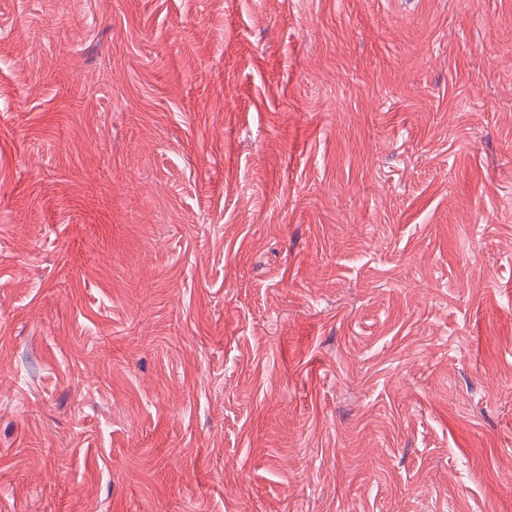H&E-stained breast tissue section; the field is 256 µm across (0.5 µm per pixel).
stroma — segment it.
I'll return each instance as SVG.
<instances>
[{
	"label": "stroma",
	"mask_w": 512,
	"mask_h": 512,
	"mask_svg": "<svg viewBox=\"0 0 512 512\" xmlns=\"http://www.w3.org/2000/svg\"><path fill=\"white\" fill-rule=\"evenodd\" d=\"M0 512H512V0H0Z\"/></svg>",
	"instance_id": "1"
}]
</instances>
